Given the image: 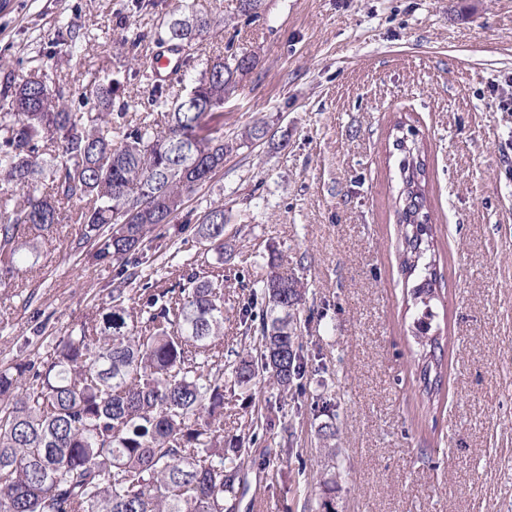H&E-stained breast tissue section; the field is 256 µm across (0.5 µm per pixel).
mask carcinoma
Here are the masks:
<instances>
[{
  "mask_svg": "<svg viewBox=\"0 0 512 512\" xmlns=\"http://www.w3.org/2000/svg\"><path fill=\"white\" fill-rule=\"evenodd\" d=\"M210 29L194 5L168 23L183 48ZM58 40L71 57L90 39L67 22ZM243 52L197 62L189 88L171 95L153 86L165 109L156 128L148 112L125 120L135 102L119 98L118 79L86 85L81 103L60 81L35 74L5 81L0 95V285L28 270L41 238L79 224L71 253L91 265H115L109 305L56 341L40 368L0 371V512H234L247 468L243 442L224 447V371L240 384L266 374L282 391L298 386L307 362L297 334L306 288L270 256L256 281L260 313L243 319L257 355L224 360V275L191 261L180 282L160 288L143 275V247L185 201L210 182L233 145L214 124L224 96L256 68ZM400 175L402 268L418 274L413 299L424 305L415 334L426 404L444 373L440 337L431 336L435 273L426 261L424 164L406 141ZM224 208L196 226L206 252L224 260ZM140 284L139 307L126 304Z\"/></svg>",
  "mask_w": 512,
  "mask_h": 512,
  "instance_id": "obj_1",
  "label": "carcinoma"
}]
</instances>
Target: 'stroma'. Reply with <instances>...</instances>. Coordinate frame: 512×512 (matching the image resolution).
I'll use <instances>...</instances> for the list:
<instances>
[{"label":"stroma","mask_w":512,"mask_h":512,"mask_svg":"<svg viewBox=\"0 0 512 512\" xmlns=\"http://www.w3.org/2000/svg\"><path fill=\"white\" fill-rule=\"evenodd\" d=\"M211 21L197 59L245 51L257 69L224 99L234 148L212 180L147 241L145 274L168 287L201 246L193 228L223 206L224 348H252L243 313L269 254L308 290L300 391L224 378V442L244 439L235 512H512V0H196ZM182 0H10L0 6V76L49 71L80 96L118 75L147 101L154 39ZM96 40L82 58L59 21ZM145 36L135 76L128 28ZM265 122L272 141L241 142ZM426 161L425 213L437 272L442 389L419 396L417 278L400 265L397 129ZM47 237L34 268L0 286V369L45 359L58 337L110 301L115 269ZM330 410H323V401ZM274 420L250 436L254 411ZM292 443L290 454L270 458ZM287 481L272 480L276 471Z\"/></svg>","instance_id":"35a3bbf8"}]
</instances>
